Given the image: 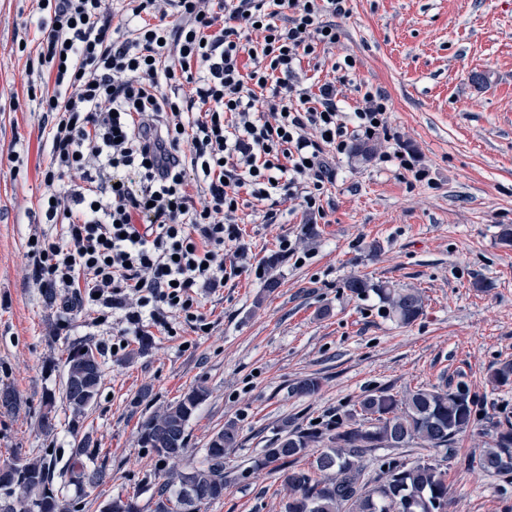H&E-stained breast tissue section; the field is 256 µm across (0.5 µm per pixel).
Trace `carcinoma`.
Here are the masks:
<instances>
[{"label": "carcinoma", "instance_id": "1", "mask_svg": "<svg viewBox=\"0 0 512 512\" xmlns=\"http://www.w3.org/2000/svg\"><path fill=\"white\" fill-rule=\"evenodd\" d=\"M345 287L358 296L375 294L386 316L401 327L423 314L422 295L411 288L374 284L351 277ZM101 351L93 342L70 346L64 361L62 394L74 416L85 414L95 402L104 370ZM497 387L512 385V361L491 373ZM316 378H305L292 387L298 397L320 390ZM210 390L196 385L165 408L147 416L139 426V441L158 460L183 456L188 446L187 427ZM21 407L19 394L0 387V409ZM54 396L48 395L39 425L49 434L55 429ZM487 418L484 403L469 386L442 383L423 386L400 398L387 390L370 391L356 408L329 421L324 429L299 430L283 420L281 435L263 449L255 467L269 466L283 472L287 497L283 512H448V482L441 464L431 460L412 463L395 458L385 463L378 477L367 478L366 455L376 448L452 450L458 437ZM325 450L308 468L296 466L313 444ZM239 444V430L232 422L214 434L204 460L189 466L158 486L153 512H200L201 505L224 498V455ZM470 464L483 472H512V420L492 422L488 448ZM80 489H93L110 479L102 467L78 465L69 472ZM55 463L45 457L16 458L0 464V512H74L55 488Z\"/></svg>", "mask_w": 512, "mask_h": 512}]
</instances>
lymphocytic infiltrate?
I'll list each match as a JSON object with an SVG mask.
<instances>
[{
    "instance_id": "obj_1",
    "label": "lymphocytic infiltrate",
    "mask_w": 512,
    "mask_h": 512,
    "mask_svg": "<svg viewBox=\"0 0 512 512\" xmlns=\"http://www.w3.org/2000/svg\"><path fill=\"white\" fill-rule=\"evenodd\" d=\"M349 0H32L27 95L48 126L33 278L63 309L209 332L197 291L242 273L238 210L296 198L310 218L326 157L388 133V96L343 112L304 60L340 41ZM122 25H113L114 16Z\"/></svg>"
}]
</instances>
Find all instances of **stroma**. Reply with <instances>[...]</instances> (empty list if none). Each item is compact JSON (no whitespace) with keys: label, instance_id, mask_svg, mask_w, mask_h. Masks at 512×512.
Returning <instances> with one entry per match:
<instances>
[{"label":"stroma","instance_id":"1","mask_svg":"<svg viewBox=\"0 0 512 512\" xmlns=\"http://www.w3.org/2000/svg\"><path fill=\"white\" fill-rule=\"evenodd\" d=\"M29 5L0 0V386L22 399L18 413L0 412V461L44 456L63 469L78 441L89 438L93 465L112 478L83 493L62 481V495L77 501L78 512H101L128 496L151 512L169 467L140 445L139 424L201 383L210 395L190 421L185 461L201 462L225 421L240 429L238 447L224 457V497L201 512H281V472L254 469L253 461L282 420L311 429L351 409L365 391L402 396L442 380L466 382L495 418L512 417V386L489 381L512 361V246L499 236L512 225V0H350L331 61L305 72L331 81L332 60L353 56L343 109L351 111L362 88L383 90L389 137L375 140L369 161L330 158L336 183L317 222L295 198L279 201L274 224L253 208L239 211L249 256L265 276L244 272L200 291L208 335L184 329L169 336L153 327L118 356L111 320L90 308L46 304L31 279L25 242L49 152L42 114L27 95V57L18 50L22 42L37 45ZM398 148L413 153L425 179L379 161ZM282 236L296 256L280 254ZM353 276L418 289L423 314L398 326L376 296L345 288ZM270 277L278 282L271 290ZM85 340L99 346L105 376L77 420L61 381L68 347ZM310 376L320 379L319 392L294 396L292 384ZM145 387L151 400L138 397ZM50 394L56 427L47 434L38 417ZM488 439L487 423L479 422L446 460L448 512H512V474L469 464Z\"/></svg>","mask_w":512,"mask_h":512}]
</instances>
